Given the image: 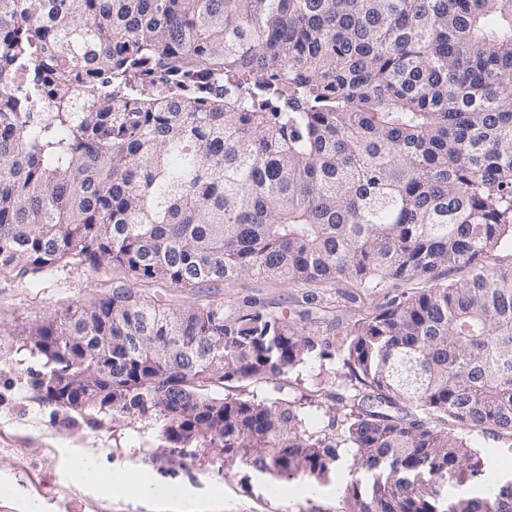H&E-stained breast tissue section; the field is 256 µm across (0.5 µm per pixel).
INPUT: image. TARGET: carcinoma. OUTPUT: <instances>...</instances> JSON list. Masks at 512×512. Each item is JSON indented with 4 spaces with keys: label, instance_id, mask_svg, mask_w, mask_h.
<instances>
[{
    "label": "carcinoma",
    "instance_id": "obj_1",
    "mask_svg": "<svg viewBox=\"0 0 512 512\" xmlns=\"http://www.w3.org/2000/svg\"><path fill=\"white\" fill-rule=\"evenodd\" d=\"M201 71L224 92L193 90ZM505 246L512 0H0V271L78 256L177 288L470 273L345 337L357 388L339 434L278 398L209 392L328 360L332 341L252 305L174 310L123 288L25 331L51 352L36 388L86 377L112 337L108 375L51 402L96 398L274 480L350 448L382 479L351 483L346 512H512V486L430 485L490 481L443 423L512 438V268L489 263Z\"/></svg>",
    "mask_w": 512,
    "mask_h": 512
}]
</instances>
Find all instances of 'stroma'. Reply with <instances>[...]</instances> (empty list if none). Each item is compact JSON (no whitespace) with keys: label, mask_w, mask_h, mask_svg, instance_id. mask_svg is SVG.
Here are the masks:
<instances>
[{"label":"stroma","mask_w":512,"mask_h":512,"mask_svg":"<svg viewBox=\"0 0 512 512\" xmlns=\"http://www.w3.org/2000/svg\"><path fill=\"white\" fill-rule=\"evenodd\" d=\"M463 267L368 288L347 279L317 283L244 275L204 288H176L135 279L112 265L92 266L65 258L48 267L19 265L0 272V512H154L131 498L94 491L73 476L79 464L94 462L106 471L146 468L154 481L191 488L208 499L214 484L224 500L211 512H345L344 489L363 473L345 451L323 477L288 479V494L270 496L254 472L227 464L222 456L170 454L155 424L146 419L90 411L66 412L48 405L31 384L30 369L40 360L24 344L23 328L54 319L69 306L111 296L114 288L173 309L223 304L225 311L249 304L283 316L304 334L341 343L350 330L407 296L437 284L463 281ZM353 391L342 355L310 361L276 381L252 379L213 388L214 396L243 394L302 403L310 428H327L341 400ZM463 437L487 471L512 480V440L492 429H466Z\"/></svg>","instance_id":"35a3bbf8"}]
</instances>
